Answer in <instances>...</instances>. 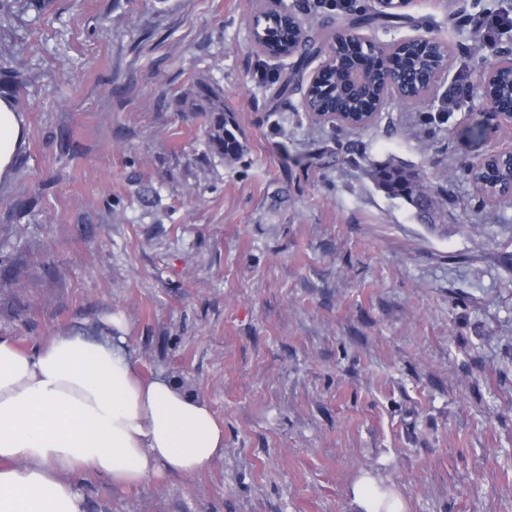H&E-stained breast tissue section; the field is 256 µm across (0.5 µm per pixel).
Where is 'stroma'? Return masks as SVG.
<instances>
[{
    "instance_id": "35a3bbf8",
    "label": "stroma",
    "mask_w": 512,
    "mask_h": 512,
    "mask_svg": "<svg viewBox=\"0 0 512 512\" xmlns=\"http://www.w3.org/2000/svg\"><path fill=\"white\" fill-rule=\"evenodd\" d=\"M314 31L384 44L435 37L448 74L390 97L362 130L318 123L313 62L251 37L257 0H45L0 7V97L21 87L24 146L0 180V338H108L122 314L144 377L224 427L190 477L116 490L85 475L86 512H358L375 476L406 512H512V200L467 177L512 130L474 138L482 82L512 30L506 0H286ZM224 90L247 149L224 163L178 90ZM297 89L281 92L287 79ZM399 160L447 190L422 224L366 174ZM510 27L512 28V13L511 10L508 9L485 17L480 23V28L483 30V38L488 43H494L497 33Z\"/></svg>"
}]
</instances>
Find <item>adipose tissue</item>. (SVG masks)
<instances>
[{"mask_svg":"<svg viewBox=\"0 0 512 512\" xmlns=\"http://www.w3.org/2000/svg\"><path fill=\"white\" fill-rule=\"evenodd\" d=\"M24 128L0 98V178ZM223 453L210 408L143 378L123 348L67 332L30 351L0 338V512H85L77 477L126 488L164 471L194 475Z\"/></svg>","mask_w":512,"mask_h":512,"instance_id":"ef3b65f1","label":"adipose tissue"}]
</instances>
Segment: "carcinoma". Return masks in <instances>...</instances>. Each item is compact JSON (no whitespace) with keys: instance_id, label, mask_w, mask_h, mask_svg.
Segmentation results:
<instances>
[{"instance_id":"cac0c4a2","label":"carcinoma","mask_w":512,"mask_h":512,"mask_svg":"<svg viewBox=\"0 0 512 512\" xmlns=\"http://www.w3.org/2000/svg\"><path fill=\"white\" fill-rule=\"evenodd\" d=\"M255 42L266 50L286 55L304 48L310 56L326 49L343 62L339 70H331L321 84L306 93V111L312 114L334 110L356 130L371 124V114L377 110L386 92L381 79L379 58L368 55L351 40H336L328 35L312 36L297 14L274 16L255 15L252 30ZM448 52V47L433 39L421 44L411 43L393 49L395 83L402 89L426 88L430 85L436 61ZM364 67L365 81L360 87L348 86L349 73ZM483 96H491L503 105L512 104V67L494 70L492 78L482 84ZM179 112L198 114L204 120L208 149L226 162L237 161L246 149L235 113L224 105V91L207 77L191 80L176 98ZM367 176L374 185L392 199H399L415 210L417 220L433 224L443 212L446 199L442 190L430 185L413 168L393 161L373 162ZM474 187L483 195L495 198L512 190V160L494 159L487 164L468 169Z\"/></svg>"}]
</instances>
